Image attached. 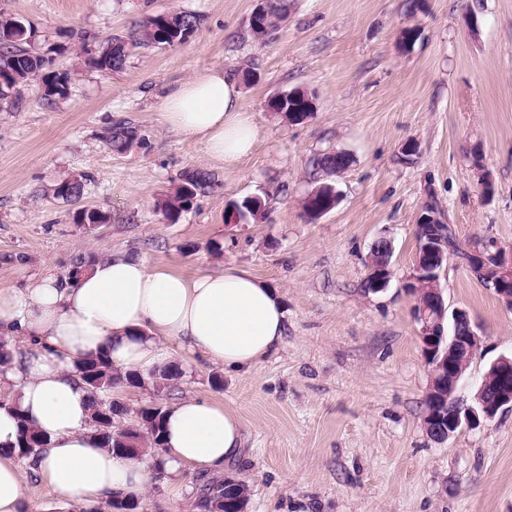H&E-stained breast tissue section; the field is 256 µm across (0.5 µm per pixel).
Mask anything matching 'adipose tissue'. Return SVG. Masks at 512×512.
I'll return each instance as SVG.
<instances>
[{
	"label": "adipose tissue",
	"mask_w": 512,
	"mask_h": 512,
	"mask_svg": "<svg viewBox=\"0 0 512 512\" xmlns=\"http://www.w3.org/2000/svg\"><path fill=\"white\" fill-rule=\"evenodd\" d=\"M161 117L228 169L258 137L229 69H207L172 87ZM284 318L278 290L248 269L186 275L121 250L96 259L74 281L50 273L25 288L0 289V340L13 352L0 370V386L11 393L0 401V512H26L31 476L49 498L81 512L149 489L146 457L104 447L89 428L91 393L76 364L104 353L118 372L148 379L178 366L179 346L245 372L279 349ZM22 416L47 443L21 463L15 446ZM163 429L158 462L168 475L184 464L223 473L243 442L238 414L205 399L170 405Z\"/></svg>",
	"instance_id": "ef3b65f1"
}]
</instances>
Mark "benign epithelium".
<instances>
[{"instance_id": "1", "label": "benign epithelium", "mask_w": 512, "mask_h": 512, "mask_svg": "<svg viewBox=\"0 0 512 512\" xmlns=\"http://www.w3.org/2000/svg\"><path fill=\"white\" fill-rule=\"evenodd\" d=\"M441 223L439 210L429 206L424 209L419 219V224L425 226L424 241L416 253L413 274L407 283V288L412 290L421 278L433 276L429 284L439 311L422 304L415 310V316L420 325L424 359L430 368L425 399L431 403L428 416L435 427L429 428V432L438 444L464 428H473L500 412L512 410V354L502 355L490 364V372L497 376L493 388L488 390L486 384H481L469 402L460 394L465 370L480 349L482 336L464 310L445 306L439 280L453 253L439 228ZM466 254L469 271L512 309V249L487 242L466 250ZM391 275L388 258L372 262L366 288L372 292L386 289Z\"/></svg>"}]
</instances>
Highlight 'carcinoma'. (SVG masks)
Masks as SVG:
<instances>
[{
    "mask_svg": "<svg viewBox=\"0 0 512 512\" xmlns=\"http://www.w3.org/2000/svg\"><path fill=\"white\" fill-rule=\"evenodd\" d=\"M290 0H269V5L262 11L253 13L250 21L252 35L261 39L277 27V21L288 15ZM200 25V16L187 11H165L147 17L134 35H115L100 50L88 53L87 64L100 71H118L122 69L131 50L140 46L168 45L183 43L194 35ZM32 32L14 16L0 11V102L9 97L13 91L29 78L40 74L47 68L50 60L31 47ZM69 94V75L67 73H48L44 75L43 96L47 100L64 99ZM273 112L288 115L309 113L312 105L308 93L295 90L291 95L273 98L269 101ZM106 143L113 150L123 152L135 145L143 148L148 145L146 135L124 122H118L106 136ZM351 158L334 153H325L313 160L314 169L323 177L319 186L323 187L313 198H305L302 207L306 214H311L319 206H326L333 201L324 187L333 184L332 177L336 170L349 166ZM85 178L82 174H72L61 179L53 188V196L64 201H77L84 196ZM215 184L212 173L202 168L186 172L174 192L159 203V208L166 219L173 221L183 211L188 210L198 198L210 193ZM241 219L258 223L265 218L263 206L252 198H246L235 204ZM107 215L98 209L79 210L75 223L89 225L104 224ZM79 374L89 387L92 395L90 428L100 436L103 446L114 450L141 454L146 448L153 449L156 457L163 451L162 419L164 407L147 404L136 410L114 397L118 388H143L152 384L154 390L166 388L167 384L181 375L179 368L167 370L163 379L151 381L134 374L121 375L112 367L108 356L91 358L79 367ZM44 445V438L38 431L20 419V431L16 444L19 458L25 459L37 453ZM249 496L248 486L242 482L224 489V482H212L202 486V498L199 507L209 510V505L216 502L223 508L222 500L227 499L233 505H244Z\"/></svg>",
    "mask_w": 512,
    "mask_h": 512,
    "instance_id": "1",
    "label": "carcinoma"
}]
</instances>
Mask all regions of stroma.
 <instances>
[{
	"mask_svg": "<svg viewBox=\"0 0 512 512\" xmlns=\"http://www.w3.org/2000/svg\"><path fill=\"white\" fill-rule=\"evenodd\" d=\"M258 4L0 0L31 25L52 70L70 77L67 98L45 100L37 76L0 109V289L67 276L81 252L127 250L188 275L249 269L283 298L280 349L246 373L185 356L167 389H119L130 407L195 397L235 410L244 445L227 472L249 485L246 512H512V411L442 444L424 431L429 367L405 288L425 202L462 248L488 239L512 247V0H422L417 10L410 0H291L262 41L249 28ZM171 9L200 15L188 41L136 48L112 73L84 64V50ZM412 27L419 39L402 47ZM208 68L240 74L259 128L231 170L161 120L169 88ZM295 89L315 103L297 124L268 108ZM119 121L145 134L147 148H109ZM410 141L418 149L408 157ZM336 151L351 156L335 179L339 201L310 218L301 200L318 181L311 160ZM197 167L214 174L213 190L168 222L159 202ZM81 173L80 202L54 198L58 180ZM249 196L267 197L264 220L229 223V203ZM81 206L104 211L107 223L83 232L73 220ZM381 237L392 241V278L375 293L365 282ZM441 288L483 336L469 399L489 364L512 353V310L454 261ZM201 477L182 466L137 512H193Z\"/></svg>",
	"mask_w": 512,
	"mask_h": 512,
	"instance_id": "stroma-1",
	"label": "stroma"
}]
</instances>
